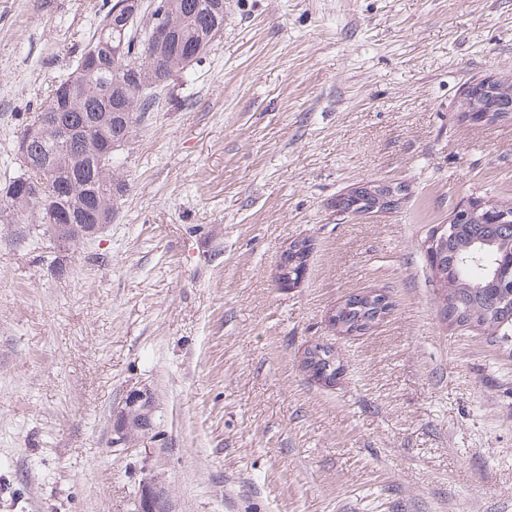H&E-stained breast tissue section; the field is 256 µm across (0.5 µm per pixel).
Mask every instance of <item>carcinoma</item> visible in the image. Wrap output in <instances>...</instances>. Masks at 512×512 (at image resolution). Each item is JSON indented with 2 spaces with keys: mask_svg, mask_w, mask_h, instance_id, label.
Here are the masks:
<instances>
[{
  "mask_svg": "<svg viewBox=\"0 0 512 512\" xmlns=\"http://www.w3.org/2000/svg\"><path fill=\"white\" fill-rule=\"evenodd\" d=\"M214 0H172L181 35L198 41L205 35L197 27L199 16ZM149 62L142 48L127 60H107L97 67L87 66L88 73L77 74L75 63L67 77L53 86L46 106L62 101L61 115L77 133L70 142L45 137L34 142L29 151L30 165L40 169L47 157L54 155L61 166L43 174L38 192L19 200L0 193V213L16 224H51L47 202L55 200L73 219L64 246L75 247L86 239L84 225L96 205L102 201L116 206L127 191L124 180L112 176L119 156L107 155L100 139L101 130L119 129L129 138L146 113L154 110L156 95L148 74L140 66ZM118 96H113V93ZM512 249V230H507L492 210L480 213L448 233L446 247L439 261L447 268L440 287L446 291L443 310L448 320L458 324H476L488 328L512 326V275L508 286L501 287L495 275L496 261ZM375 308L352 307L340 312V320L351 327L370 319ZM306 366L314 373L336 375L329 351L314 347L306 352Z\"/></svg>",
  "mask_w": 512,
  "mask_h": 512,
  "instance_id": "carcinoma-1",
  "label": "carcinoma"
}]
</instances>
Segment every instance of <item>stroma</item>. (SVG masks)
<instances>
[{"label": "stroma", "mask_w": 512, "mask_h": 512, "mask_svg": "<svg viewBox=\"0 0 512 512\" xmlns=\"http://www.w3.org/2000/svg\"><path fill=\"white\" fill-rule=\"evenodd\" d=\"M111 4L0 0V183ZM489 75L512 80V0H224L129 139L112 224L68 249L0 221V512H132L156 476L175 512H512V338L445 319L423 247L512 202V120L457 112ZM370 181L399 207L337 213ZM370 291L384 318L330 325ZM143 387L154 439L113 445ZM330 350H326L324 348L314 347L306 352V366L314 373L317 372H326L327 366L329 365L328 369V375L330 377L336 375V367H335V361L331 362L329 364V361H331L332 355L330 353Z\"/></svg>", "instance_id": "35a3bbf8"}]
</instances>
